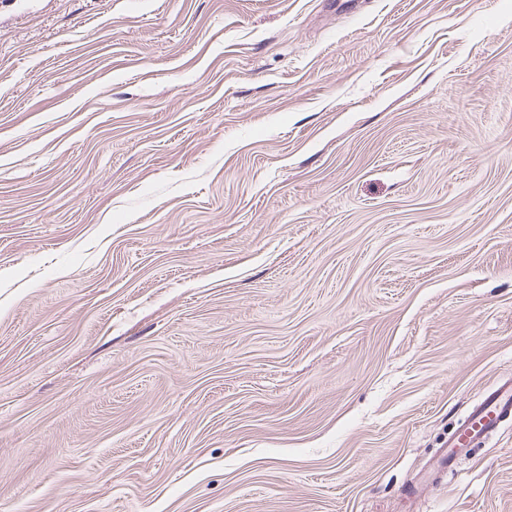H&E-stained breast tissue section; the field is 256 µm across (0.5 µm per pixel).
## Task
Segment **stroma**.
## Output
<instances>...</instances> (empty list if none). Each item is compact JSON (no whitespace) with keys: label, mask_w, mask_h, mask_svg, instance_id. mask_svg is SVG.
Masks as SVG:
<instances>
[{"label":"stroma","mask_w":512,"mask_h":512,"mask_svg":"<svg viewBox=\"0 0 512 512\" xmlns=\"http://www.w3.org/2000/svg\"><path fill=\"white\" fill-rule=\"evenodd\" d=\"M512 0H0V512H512ZM512 416V384L508 381L491 389L474 406L448 437V451L440 461V468L451 467L458 457L475 451L482 441Z\"/></svg>","instance_id":"35a3bbf8"}]
</instances>
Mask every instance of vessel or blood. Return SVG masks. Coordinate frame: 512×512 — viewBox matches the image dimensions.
<instances>
[{"label":"vessel or blood","instance_id":"b4317fda","mask_svg":"<svg viewBox=\"0 0 512 512\" xmlns=\"http://www.w3.org/2000/svg\"><path fill=\"white\" fill-rule=\"evenodd\" d=\"M511 418L512 384L506 382L491 389L457 425L448 438L441 467H451L458 457L471 454L488 435Z\"/></svg>","mask_w":512,"mask_h":512}]
</instances>
